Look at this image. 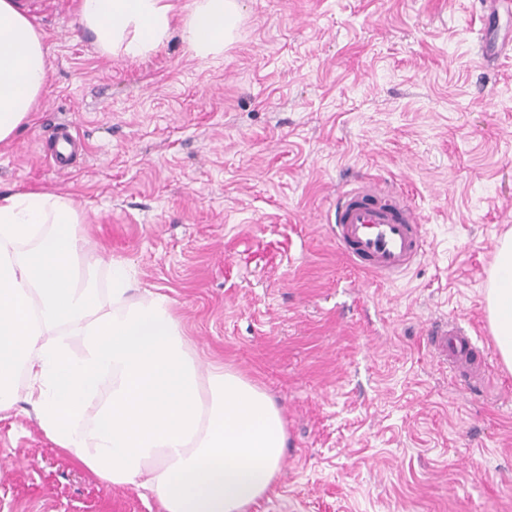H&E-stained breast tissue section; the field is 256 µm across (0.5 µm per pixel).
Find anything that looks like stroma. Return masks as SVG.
I'll list each match as a JSON object with an SVG mask.
<instances>
[{
  "mask_svg": "<svg viewBox=\"0 0 512 512\" xmlns=\"http://www.w3.org/2000/svg\"><path fill=\"white\" fill-rule=\"evenodd\" d=\"M81 0H20L48 82L0 146V192L73 200L96 288L109 260L167 294L202 366L279 407L288 444L249 512H512V371L486 288L512 229V56L477 60L479 0H240L215 59L173 35L145 58L99 53ZM88 149L46 161L59 124ZM377 177L424 220L391 279L331 238L337 190ZM472 330L494 369L467 391L428 343ZM0 512H162L58 448L27 404L0 413Z\"/></svg>",
  "mask_w": 512,
  "mask_h": 512,
  "instance_id": "35a3bbf8",
  "label": "stroma"
}]
</instances>
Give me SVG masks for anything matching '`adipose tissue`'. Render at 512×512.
<instances>
[{"mask_svg": "<svg viewBox=\"0 0 512 512\" xmlns=\"http://www.w3.org/2000/svg\"><path fill=\"white\" fill-rule=\"evenodd\" d=\"M238 0H81L80 22L105 55L143 58L173 29L200 59L223 54ZM48 79L42 34L0 0V145L31 119ZM80 214L43 191L0 193V412L25 402L46 435L101 480L131 485L163 512H247L271 489L287 443L269 395L219 366L201 373L171 299L132 296L113 263L100 293L80 274ZM512 369V234L486 294ZM83 339L72 353L68 339Z\"/></svg>", "mask_w": 512, "mask_h": 512, "instance_id": "1", "label": "adipose tissue"}]
</instances>
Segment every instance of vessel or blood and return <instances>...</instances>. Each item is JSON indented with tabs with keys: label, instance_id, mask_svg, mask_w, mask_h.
Wrapping results in <instances>:
<instances>
[{
	"label": "vessel or blood",
	"instance_id": "obj_1",
	"mask_svg": "<svg viewBox=\"0 0 512 512\" xmlns=\"http://www.w3.org/2000/svg\"><path fill=\"white\" fill-rule=\"evenodd\" d=\"M77 138L71 124L56 132L51 164L66 174L72 168ZM337 247L358 269L390 278L404 273L423 254L422 219L411 201L380 178L359 182L336 197L330 226ZM428 338L451 370L481 385L486 363L473 357L474 339L461 323L452 321L430 328Z\"/></svg>",
	"mask_w": 512,
	"mask_h": 512
}]
</instances>
